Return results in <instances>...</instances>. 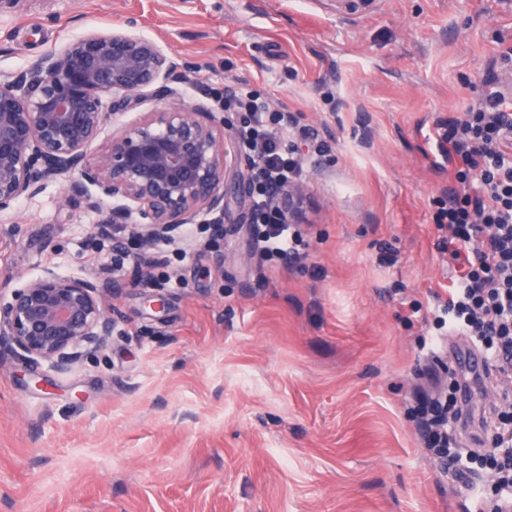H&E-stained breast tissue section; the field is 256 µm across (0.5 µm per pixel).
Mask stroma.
I'll return each instance as SVG.
<instances>
[{
    "label": "stroma",
    "instance_id": "stroma-1",
    "mask_svg": "<svg viewBox=\"0 0 512 512\" xmlns=\"http://www.w3.org/2000/svg\"><path fill=\"white\" fill-rule=\"evenodd\" d=\"M128 27L198 85L244 84L329 144L296 143L304 229L290 260L255 250L250 198L223 228L113 278L99 215L52 182L0 222V272L119 281L106 345L46 373L0 349V512H467V473L424 447L415 401L457 367L437 318L455 271L436 201L452 168L435 123L512 94V0H0V74L89 29Z\"/></svg>",
    "mask_w": 512,
    "mask_h": 512
}]
</instances>
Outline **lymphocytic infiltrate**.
<instances>
[{"mask_svg": "<svg viewBox=\"0 0 512 512\" xmlns=\"http://www.w3.org/2000/svg\"><path fill=\"white\" fill-rule=\"evenodd\" d=\"M224 106L241 111L236 131L255 183L254 223L263 225L259 242L269 255H288L297 242L275 203L277 192L301 178L289 140L313 136L288 109L271 114L255 91L225 89ZM437 142L455 171V188L439 219L447 235L440 242L455 268L448 295V330L484 349L502 380L501 396L512 398V107L496 93L483 95L464 117L436 126ZM467 379L455 380L443 412L427 425V444L459 460L452 424L473 422L474 413L459 397ZM495 439L504 463L494 498L478 495L476 512H512V415H497Z\"/></svg>", "mask_w": 512, "mask_h": 512, "instance_id": "lymphocytic-infiltrate-1", "label": "lymphocytic infiltrate"}]
</instances>
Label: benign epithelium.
Masks as SVG:
<instances>
[{
	"label": "benign epithelium",
	"instance_id": "benign-epithelium-1",
	"mask_svg": "<svg viewBox=\"0 0 512 512\" xmlns=\"http://www.w3.org/2000/svg\"><path fill=\"white\" fill-rule=\"evenodd\" d=\"M173 69L154 41L113 28L88 31L0 75V218L51 181L65 182L69 198L84 199L90 210L110 201L95 234L120 255L126 243L115 232L129 229L142 250L143 286L153 287L154 245L202 216L224 224L225 201L245 180L227 175L224 136L233 120L222 111L200 120L184 104V90L168 84ZM147 92L163 105L91 153L102 130ZM302 193L290 184L278 196L291 224ZM8 284H0V346L36 367L68 373L112 336L111 291L95 274L46 267Z\"/></svg>",
	"mask_w": 512,
	"mask_h": 512
}]
</instances>
